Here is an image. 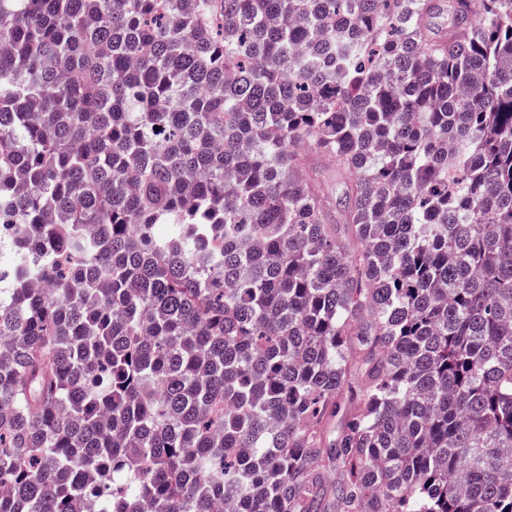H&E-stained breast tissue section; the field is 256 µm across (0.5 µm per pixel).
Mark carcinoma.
<instances>
[{"instance_id":"carcinoma-1","label":"carcinoma","mask_w":512,"mask_h":512,"mask_svg":"<svg viewBox=\"0 0 512 512\" xmlns=\"http://www.w3.org/2000/svg\"><path fill=\"white\" fill-rule=\"evenodd\" d=\"M449 7L0 0V512H512V0Z\"/></svg>"}]
</instances>
